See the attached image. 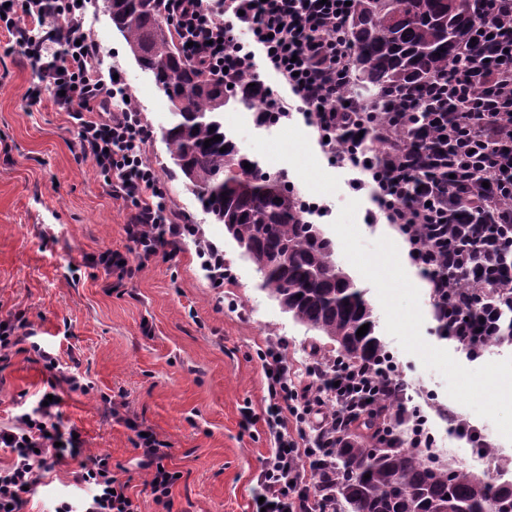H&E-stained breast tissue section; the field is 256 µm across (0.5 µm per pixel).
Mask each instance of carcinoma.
I'll return each mask as SVG.
<instances>
[{
    "label": "carcinoma",
    "mask_w": 512,
    "mask_h": 512,
    "mask_svg": "<svg viewBox=\"0 0 512 512\" xmlns=\"http://www.w3.org/2000/svg\"><path fill=\"white\" fill-rule=\"evenodd\" d=\"M103 9L171 105L172 121L162 133L170 159L202 209L224 225L254 265L269 296L294 320L336 344V356L352 363L385 356L364 291L334 260L332 240L319 225L305 222L293 185L244 168L249 158L224 130L228 102L254 108L258 93H228L223 83L190 66L160 0H103ZM479 14L477 0H355L348 33L363 89L384 107V91L426 84L455 61ZM217 135L222 140L212 141ZM494 229V224L448 225L453 287L465 298L502 289L506 307L499 333L474 337L487 346L512 343V228L504 225L496 236L484 237ZM482 238L498 256L491 269L478 263L471 248ZM366 323L368 332L356 336ZM399 400L398 393L378 396L381 410L351 419V446L314 469L315 482L334 493L336 512H512V483L494 484L389 439L380 441L382 415Z\"/></svg>",
    "instance_id": "1"
}]
</instances>
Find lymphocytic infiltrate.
Returning a JSON list of instances; mask_svg holds the SVG:
<instances>
[{"mask_svg": "<svg viewBox=\"0 0 512 512\" xmlns=\"http://www.w3.org/2000/svg\"><path fill=\"white\" fill-rule=\"evenodd\" d=\"M90 4L9 0L8 6L0 5V33L35 74L24 93L28 107H41L48 97L66 112L80 154L127 207L124 232L142 270L155 259L175 258L197 229L177 221L160 177L146 160L152 132L137 103L128 100L125 80L103 71L102 49L85 27ZM162 5L189 64L205 77L228 85L258 83L254 59L263 52L288 92L260 85L257 124L276 125L291 112L302 113L328 159L353 172V189L369 175L373 207L367 221L393 226L414 252V264L429 273L441 335L497 332L496 301L473 305L451 288L444 226L469 224L480 214L486 223L512 225V0H481L483 19L465 42L462 61L434 75L423 89L396 93L388 112L363 104L355 93V53L347 36L352 9L346 0H162ZM426 98L442 105L429 118L420 110ZM422 126L444 149L430 168L418 164L423 149L409 138ZM34 336L27 319L6 318L0 326V361L34 353L51 383L90 392L91 383L76 368L62 366L57 353ZM281 349L273 343L259 354L267 372L263 415L242 411L245 424L263 420L275 444L257 476L263 506L266 512H336L335 501L308 480L313 462L321 452L335 458L348 445L350 417L404 380L395 365L350 367L320 358L308 364L307 379L298 384ZM102 400L113 421L137 433L138 465L148 475L155 505L168 512L180 475L167 465V443L143 434L125 401L107 394ZM387 425L401 432L404 447L434 445L418 409L397 406ZM0 448L12 456L0 466V512H23L30 492L67 456L80 460L75 484L93 487L94 494L79 507L61 501L55 512H141L110 455L83 456L82 440L61 424L57 401L36 403L0 427Z\"/></svg>", "mask_w": 512, "mask_h": 512, "instance_id": "1", "label": "lymphocytic infiltrate"}]
</instances>
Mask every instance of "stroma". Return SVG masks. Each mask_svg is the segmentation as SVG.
I'll list each match as a JSON object with an SVG mask.
<instances>
[{"instance_id": "obj_1", "label": "stroma", "mask_w": 512, "mask_h": 512, "mask_svg": "<svg viewBox=\"0 0 512 512\" xmlns=\"http://www.w3.org/2000/svg\"><path fill=\"white\" fill-rule=\"evenodd\" d=\"M110 64L118 66L153 137L146 148L183 221L197 225L171 260L156 259L133 277L117 280L90 256L129 254L122 202L102 188L75 146L76 131L54 107L29 111L22 98L34 75L18 51L0 38V318L24 315L42 346L62 364L78 360L90 393L63 391L64 426L78 428L87 453H106L123 466V480L141 512H157L137 468L133 434L110 420L102 394H124L130 416L169 444L168 465L179 471L171 512H251L261 461L272 444L263 423L241 426L240 411L262 414L265 376L260 349L282 342L295 381L305 378L323 338L284 312L223 225L202 210L175 173L162 132L171 105L150 73L126 49L103 11L88 18ZM224 126L258 170H287L299 196L326 201L320 220L335 245V260L363 289L376 334L399 362L406 404L443 432L441 461L464 464L453 417L486 433L496 457L475 473L512 481V343L473 357L443 338L433 317L430 284L390 225L370 224L368 190H353L350 172L321 151L302 115L259 126L253 109L232 102ZM224 252L232 277L212 287L197 257L198 241ZM49 375L33 354L0 362V422L31 407ZM75 461L49 473L25 512H54L60 501L80 503L89 487L72 486Z\"/></svg>"}]
</instances>
